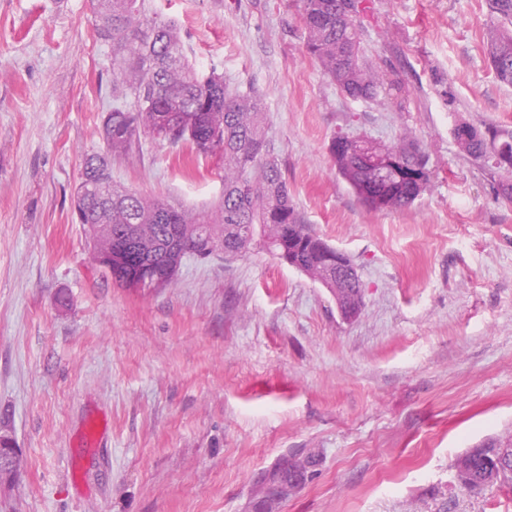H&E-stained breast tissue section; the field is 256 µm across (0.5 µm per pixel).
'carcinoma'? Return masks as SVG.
Listing matches in <instances>:
<instances>
[{
	"label": "carcinoma",
	"mask_w": 512,
	"mask_h": 512,
	"mask_svg": "<svg viewBox=\"0 0 512 512\" xmlns=\"http://www.w3.org/2000/svg\"><path fill=\"white\" fill-rule=\"evenodd\" d=\"M97 32L112 43V106L100 135L105 152L87 159L83 181L75 187L73 209L88 235L97 262L112 258V278L121 285L168 286L188 255H235L262 240L272 255L290 260L301 272L336 287L335 267L324 264L322 238L295 214L286 181L265 131V112L256 95L234 92L212 72L200 76L187 60L174 23L143 14V0H92ZM338 0H294L305 34L306 50L319 62L346 97L377 102L399 89L361 48L363 9L336 18ZM498 26L486 45L496 79L512 87V0H487ZM186 142L202 156L224 158V190L209 215H191L169 203L127 190L112 182L111 158L125 153L135 138ZM460 149L475 160L499 169L497 158L512 155V132L461 123L454 128ZM342 152L331 154L336 170L359 201L371 210L411 206L425 190L408 173L427 166L417 142L401 139L380 144L362 137L339 135ZM396 159L398 172L388 183L371 180L365 156ZM501 445L471 448L455 461L457 477L469 492L484 490L486 463ZM315 459L285 458L269 478L265 494L280 496L297 469Z\"/></svg>",
	"instance_id": "1"
}]
</instances>
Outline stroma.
<instances>
[{"mask_svg":"<svg viewBox=\"0 0 512 512\" xmlns=\"http://www.w3.org/2000/svg\"><path fill=\"white\" fill-rule=\"evenodd\" d=\"M365 4L363 46L405 90L378 103L306 53L291 0H145L198 70L261 98L297 213L357 269L346 321L259 241L153 290L98 267L71 195L104 150L111 49L90 0H0V429L22 455L0 512H512V487L474 494L454 468L512 439V202L452 133L512 130V87L485 0ZM340 134L417 140L426 190L365 208L329 153ZM184 150L140 139L112 178L209 210L223 163ZM308 452L305 482L264 500L262 476Z\"/></svg>","mask_w":512,"mask_h":512,"instance_id":"1","label":"stroma"}]
</instances>
